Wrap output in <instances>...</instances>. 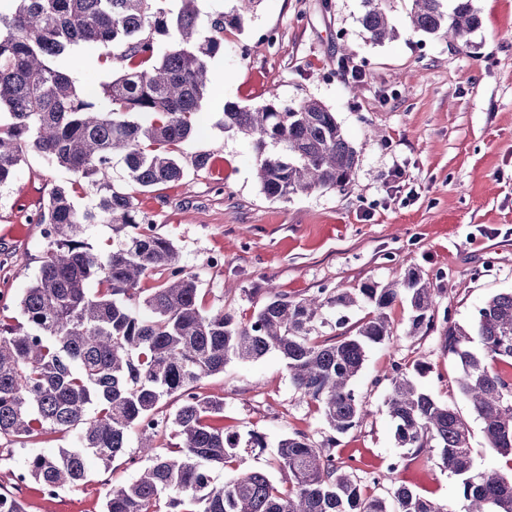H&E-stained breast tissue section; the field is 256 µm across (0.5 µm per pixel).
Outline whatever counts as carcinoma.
Listing matches in <instances>:
<instances>
[{"label":"carcinoma","mask_w":512,"mask_h":512,"mask_svg":"<svg viewBox=\"0 0 512 512\" xmlns=\"http://www.w3.org/2000/svg\"><path fill=\"white\" fill-rule=\"evenodd\" d=\"M12 2L13 12H0V114L9 119L0 123V184L32 150L97 194L95 204L79 209L64 187L52 188L39 215L47 250L19 301L25 321L0 323V439L24 446L50 432L77 435L73 448L32 455L26 479L43 490L73 489L87 479V456L110 467L137 429L148 465L131 483L107 489L105 512H442L406 486L389 501L364 495L357 477L337 462L334 440L317 446L300 432L276 449L289 476L284 491L260 471L221 486L209 475L237 457L241 436L213 425L224 400L195 389L230 360L279 352L294 387L334 432L345 434L368 415L353 382L367 347L393 339L388 310L410 304V336L436 329L434 284L413 268L398 282H365L355 293L295 300L275 293L247 323L222 309L205 313L196 277L180 265L173 242L145 229L151 220L136 197L114 188L116 159L140 192L183 178L176 151L195 131L208 61L224 51L227 29L242 28L261 0H238L234 12L209 20L204 37L197 0H179L176 11L163 6L166 0ZM361 2L366 39L382 44L395 37L390 0ZM410 22L413 31L444 39L482 25L472 0H412ZM165 39L171 45L163 51ZM84 43L104 48L122 66L99 96L59 64ZM224 128L252 139L261 190L270 199L341 189L358 164L335 113L318 100L255 109L229 102ZM92 224L116 232L105 256L84 241ZM156 273L166 274L163 282L142 287ZM359 300L371 311L350 326L342 311ZM325 308L339 314L338 333L319 340ZM441 328L444 350L459 367L457 388L511 473L475 470L465 421L417 389L398 365L385 377L396 443L425 463L438 449L461 482L468 512H512V377L488 363L512 361V291L490 297L465 325L444 316ZM172 396L179 405L168 420L178 442L157 444L158 431L141 425Z\"/></svg>","instance_id":"carcinoma-1"}]
</instances>
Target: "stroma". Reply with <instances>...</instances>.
Instances as JSON below:
<instances>
[{"mask_svg":"<svg viewBox=\"0 0 512 512\" xmlns=\"http://www.w3.org/2000/svg\"><path fill=\"white\" fill-rule=\"evenodd\" d=\"M481 27L465 39L431 38L411 30V0H392L396 40L369 42L359 23L361 0H261L242 30L227 31L224 51L210 61L215 80L202 103L198 129L180 147L182 180L137 194L156 230L173 241L181 265L196 275L204 311L221 308L248 321L267 289L298 299L321 289L351 291L388 283L417 269L439 288L437 312L467 323L490 296L512 290V0H473ZM277 35L273 44L261 31ZM361 67L343 75V58ZM82 83L99 87L118 72L96 45L64 57ZM308 99L335 112L359 152L350 184L285 200L267 198L256 174L252 142L224 131L225 103L259 107ZM209 154L205 170L189 169L192 155ZM70 191L78 206L95 199L73 173L27 152L11 181L0 184V318L21 317L18 301L37 276L46 250L36 216L52 187ZM391 341L371 345L354 382L370 414L340 435L338 461L354 469L366 495L385 497L406 486L444 512H467L460 481L441 461L407 458L394 438L383 378L393 366L424 392L450 405L467 423L476 470H504L480 421L456 385L458 367L439 332L407 333L409 307L389 312ZM423 373H416L415 363ZM224 400L225 431L263 436L264 447L239 452L230 466L213 467L214 484L232 475L265 472L287 488L275 461L278 442L301 432L322 444L331 431L293 386L286 360L270 352L256 361L231 360L199 384ZM75 445L55 432L27 447L0 439V484L12 482L28 456ZM138 435L111 467L88 457L86 482L50 498L34 485L15 488L26 512H103L107 485L132 482ZM385 473L380 484L371 472Z\"/></svg>","mask_w":512,"mask_h":512,"instance_id":"stroma-1","label":"stroma"}]
</instances>
